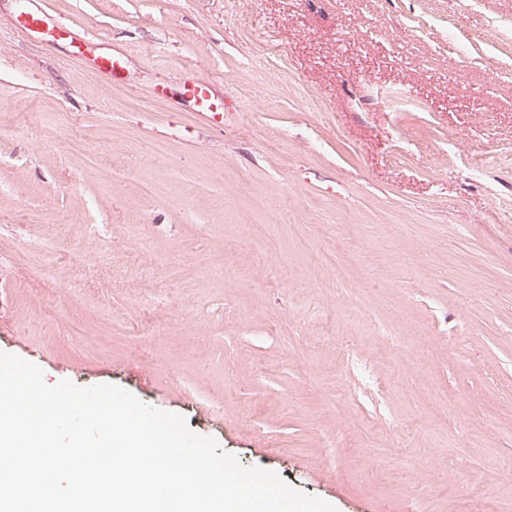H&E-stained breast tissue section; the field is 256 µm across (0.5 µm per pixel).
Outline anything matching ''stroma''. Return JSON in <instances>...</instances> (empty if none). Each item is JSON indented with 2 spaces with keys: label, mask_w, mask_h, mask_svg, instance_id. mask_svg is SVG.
I'll list each match as a JSON object with an SVG mask.
<instances>
[{
  "label": "stroma",
  "mask_w": 512,
  "mask_h": 512,
  "mask_svg": "<svg viewBox=\"0 0 512 512\" xmlns=\"http://www.w3.org/2000/svg\"><path fill=\"white\" fill-rule=\"evenodd\" d=\"M25 4L0 0V351L337 512H512V0H41L83 56ZM343 224L340 299L307 246ZM19 26L28 31L40 35L41 40L45 41L48 45L60 39L69 40L72 44L82 46L83 38L78 36L67 23L61 22L58 19L41 10L33 4H28L26 9L17 18ZM185 93L190 95L198 106V116L207 120H214L217 114L213 112V99L208 86L201 81L186 86Z\"/></svg>",
  "instance_id": "stroma-1"
}]
</instances>
